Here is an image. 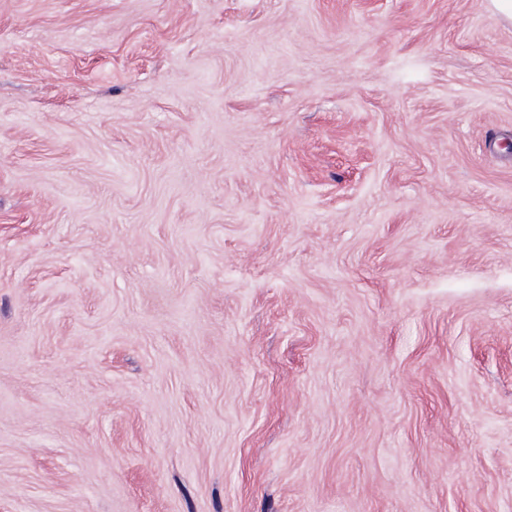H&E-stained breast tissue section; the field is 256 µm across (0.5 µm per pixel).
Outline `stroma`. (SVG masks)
<instances>
[{
	"label": "stroma",
	"mask_w": 512,
	"mask_h": 512,
	"mask_svg": "<svg viewBox=\"0 0 512 512\" xmlns=\"http://www.w3.org/2000/svg\"><path fill=\"white\" fill-rule=\"evenodd\" d=\"M0 512H512V24L0 0Z\"/></svg>",
	"instance_id": "stroma-1"
}]
</instances>
